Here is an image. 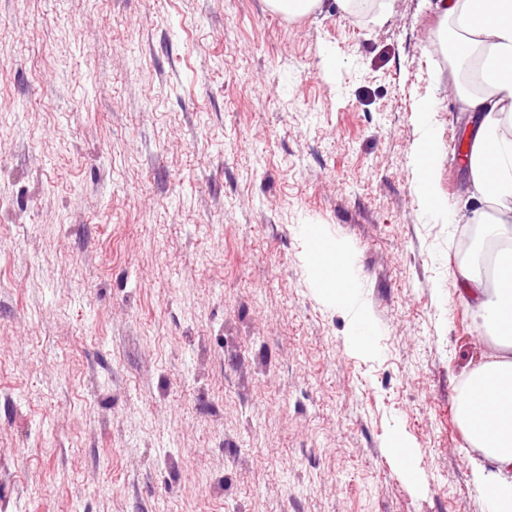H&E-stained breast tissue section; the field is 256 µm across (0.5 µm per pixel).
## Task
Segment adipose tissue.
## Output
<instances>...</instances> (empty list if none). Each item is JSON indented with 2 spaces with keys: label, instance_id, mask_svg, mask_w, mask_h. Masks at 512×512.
<instances>
[{
  "label": "adipose tissue",
  "instance_id": "adipose-tissue-1",
  "mask_svg": "<svg viewBox=\"0 0 512 512\" xmlns=\"http://www.w3.org/2000/svg\"><path fill=\"white\" fill-rule=\"evenodd\" d=\"M436 7L444 27L440 50L455 66H475L479 82L455 97L477 120L469 173L482 206L473 216L481 234L473 256L451 275L490 351L467 374L455 416L480 453L472 471L487 512H512V0H438ZM415 154L417 191L432 212H447L437 185V138L425 135ZM309 238L317 295L332 305L349 303L355 285L343 251L318 232Z\"/></svg>",
  "mask_w": 512,
  "mask_h": 512
}]
</instances>
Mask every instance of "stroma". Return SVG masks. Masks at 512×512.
Wrapping results in <instances>:
<instances>
[{"label":"stroma","instance_id":"1","mask_svg":"<svg viewBox=\"0 0 512 512\" xmlns=\"http://www.w3.org/2000/svg\"><path fill=\"white\" fill-rule=\"evenodd\" d=\"M435 2L0 0V512H485ZM428 127L451 218L415 189ZM309 224L348 305L312 288ZM324 0H266L271 11L287 17H301L321 10ZM310 263L315 271V291L332 305L349 303L355 295L353 279L346 276V258L335 241L323 238L317 231H310ZM351 335L354 345L359 350L369 352L372 349L373 339L368 336L373 337L374 334L370 321L366 316H357L351 330ZM388 447L389 456L398 463L409 483L419 488L420 485L417 479V468L414 456L410 453L409 445L406 440L402 437H396ZM397 448H404V452L398 455Z\"/></svg>","mask_w":512,"mask_h":512}]
</instances>
